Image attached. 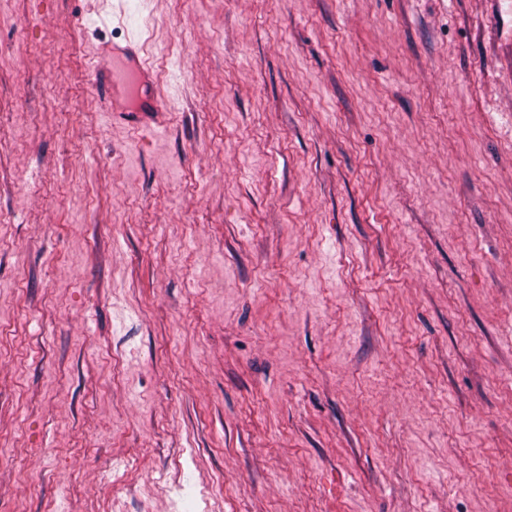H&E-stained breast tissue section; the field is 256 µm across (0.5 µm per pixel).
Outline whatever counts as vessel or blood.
I'll use <instances>...</instances> for the list:
<instances>
[{
    "label": "vessel or blood",
    "instance_id": "1",
    "mask_svg": "<svg viewBox=\"0 0 512 512\" xmlns=\"http://www.w3.org/2000/svg\"><path fill=\"white\" fill-rule=\"evenodd\" d=\"M91 74L96 83L106 88L117 82L147 88L148 93L143 100L144 111L158 113L165 109L147 61L133 42L101 45L98 61L92 66Z\"/></svg>",
    "mask_w": 512,
    "mask_h": 512
}]
</instances>
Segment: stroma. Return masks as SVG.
Listing matches in <instances>:
<instances>
[{"label": "stroma", "instance_id": "obj_1", "mask_svg": "<svg viewBox=\"0 0 512 512\" xmlns=\"http://www.w3.org/2000/svg\"><path fill=\"white\" fill-rule=\"evenodd\" d=\"M0 512H512V0H0ZM112 66V68H111ZM91 74L96 83L108 89L120 81L128 86L134 84L148 89L143 100V107L133 112H164L165 106L158 86L148 68L147 60L140 55L137 46L127 41L124 45L114 43L102 44L98 52V61L91 66Z\"/></svg>", "mask_w": 512, "mask_h": 512}]
</instances>
